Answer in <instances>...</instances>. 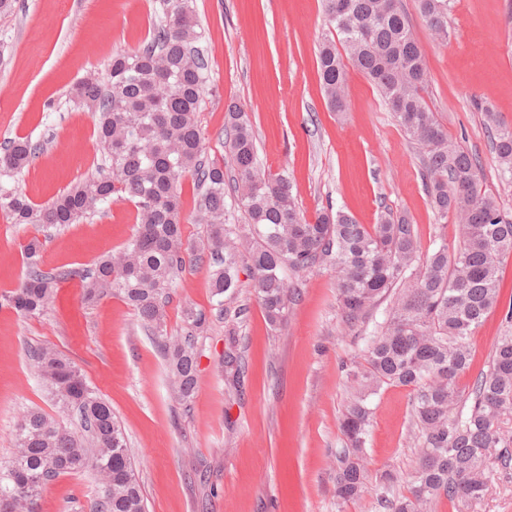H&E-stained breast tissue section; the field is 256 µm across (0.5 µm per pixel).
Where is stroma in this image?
<instances>
[{"label":"stroma","mask_w":512,"mask_h":512,"mask_svg":"<svg viewBox=\"0 0 512 512\" xmlns=\"http://www.w3.org/2000/svg\"><path fill=\"white\" fill-rule=\"evenodd\" d=\"M428 67L424 94L449 136L482 165L483 190L512 212V178L502 175L483 122L492 107L512 126V0H448V38H435L417 0H400ZM209 50V79L199 114L205 153L225 154V113L251 116L262 171L287 172L307 220L333 205L363 224L382 210L406 214L422 251L453 236L431 209L422 157L374 86L348 67L349 108L334 112L320 89L317 50L329 29L321 0H189ZM159 23L154 0H13L0 14V144L16 137L42 143L21 173L0 176L36 205L96 173L105 155L92 112L69 99L88 72L106 76L113 54L150 40ZM136 208L114 198L66 227L13 224L0 213V295L26 267L30 238L43 244V270L68 271L40 316L22 318L0 305V463L14 452V428L26 408L54 412L35 373L31 351L50 345L82 369L124 428L144 485L148 512H384L375 494L347 502L334 496V455L343 445L345 365L360 356L361 330L345 329L336 280L320 268L291 279L283 323L271 326L250 285L238 319L214 305L207 264L183 272L171 291L167 331L183 336L180 307L210 315L197 337L195 395L174 399L158 341L118 297L84 300L80 271L131 239ZM499 310L470 338L473 361L461 378L472 385L512 304V256L499 272ZM245 362L240 389L224 383L228 337ZM365 451L371 485L382 473L405 474L414 463L411 394L381 389L372 401ZM91 475H65L43 493L42 512H85ZM434 512H512V477L492 473L485 497L462 508L445 498Z\"/></svg>","instance_id":"obj_1"}]
</instances>
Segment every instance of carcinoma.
<instances>
[{
    "label": "carcinoma",
    "instance_id": "cac0c4a2",
    "mask_svg": "<svg viewBox=\"0 0 512 512\" xmlns=\"http://www.w3.org/2000/svg\"><path fill=\"white\" fill-rule=\"evenodd\" d=\"M336 39L318 49V73L328 106L347 110L346 63L375 86L409 141L424 157V186L431 208L457 220V245L439 246L416 265L420 241L409 218L391 211L367 228L349 213L302 215L288 176L258 167L253 122L237 107L227 111L225 144L237 173L234 203L227 204L224 163L204 158L198 121L208 71V48L195 16L179 0H159L160 21L152 40L118 53L107 83L95 73L76 84L72 98L97 116V139L111 173L93 174L52 204L39 207L24 195L0 188V213L13 224H74L111 196L135 204L137 229L120 251L101 258L84 277L89 304L119 296L162 346L175 397L190 401L196 389L199 352L195 333L208 313L181 307L187 336L167 332L165 306L176 277L208 257L212 297L229 314L245 270L269 324L285 317L292 291L287 272L328 267L336 277L337 302L348 329L372 325L362 361L346 370L348 399L340 419L343 447L336 449V500L368 493L364 449L373 420L371 398L385 386L412 394L416 456L405 481L393 489L387 473L378 502L388 512H433L434 501L468 505L481 500L493 468L512 471V308L502 315L488 361L471 387L459 378L471 366L470 337L499 305V271L512 255V213L482 192L479 162L448 138L422 95L428 76L424 53L399 0H322ZM440 38L448 37V0H418ZM499 167L512 176V127L482 108ZM42 151L15 138L0 153V172H20ZM189 175L197 194L194 221L205 235L185 239L178 184ZM42 241L24 246L26 274L5 297L23 317L43 313L56 281L72 275L41 269ZM388 303L378 322L374 312ZM32 360L44 389L60 412L75 413L81 430L41 409L21 414L17 452L0 465V512H40L43 488L62 475L91 472L95 489L88 512H147L139 473L125 431L111 405L91 387L66 355L44 345ZM224 378L238 383L242 358L224 353Z\"/></svg>",
    "mask_w": 512,
    "mask_h": 512
}]
</instances>
